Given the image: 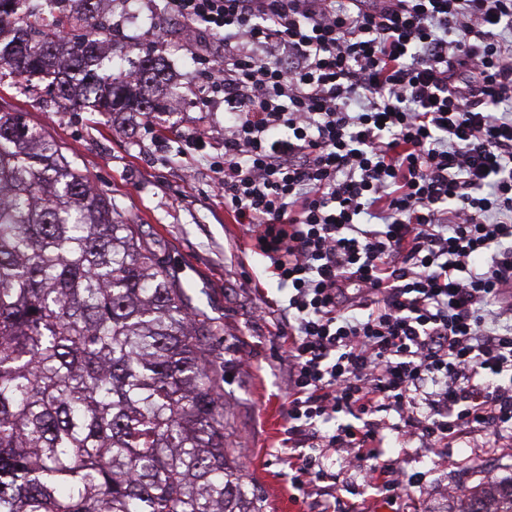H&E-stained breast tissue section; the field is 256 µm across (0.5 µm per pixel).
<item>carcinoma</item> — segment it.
<instances>
[{
  "label": "carcinoma",
  "instance_id": "obj_1",
  "mask_svg": "<svg viewBox=\"0 0 512 512\" xmlns=\"http://www.w3.org/2000/svg\"><path fill=\"white\" fill-rule=\"evenodd\" d=\"M0 0V64L48 82L57 110L151 114L165 61L139 84L100 73L106 0ZM213 330L112 198L19 112L0 113V512H264L224 452ZM460 512H512V477Z\"/></svg>",
  "mask_w": 512,
  "mask_h": 512
}]
</instances>
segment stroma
Masks as SVG:
<instances>
[{
  "mask_svg": "<svg viewBox=\"0 0 512 512\" xmlns=\"http://www.w3.org/2000/svg\"><path fill=\"white\" fill-rule=\"evenodd\" d=\"M163 0H114L117 42L102 68L129 71L138 56L153 52L168 63L170 82L205 83L202 64L182 24L164 12ZM44 86L20 78L0 80V112L23 113L73 156L94 187L140 225L196 304L214 335L208 363L224 395V446L241 481L254 488L266 512H455L467 494L512 476V441L464 433L438 448L422 436L397 433L393 411L378 413L385 435L381 463H397V489L366 485L364 464L349 450L330 449L322 465L330 479L297 496L294 472L283 446L287 425L288 366L277 302L286 300L268 259L240 246L242 230L230 223L215 197L209 157L224 144V102L182 99L164 123L144 115L107 120L95 112H59L47 106ZM208 131L202 153L182 154L180 134Z\"/></svg>",
  "mask_w": 512,
  "mask_h": 512,
  "instance_id": "stroma-1",
  "label": "stroma"
}]
</instances>
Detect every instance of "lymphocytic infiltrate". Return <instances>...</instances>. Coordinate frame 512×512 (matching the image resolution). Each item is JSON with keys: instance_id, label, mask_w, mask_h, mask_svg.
<instances>
[{"instance_id": "f902f5d3", "label": "lymphocytic infiltrate", "mask_w": 512, "mask_h": 512, "mask_svg": "<svg viewBox=\"0 0 512 512\" xmlns=\"http://www.w3.org/2000/svg\"><path fill=\"white\" fill-rule=\"evenodd\" d=\"M223 37L210 167L288 303L293 485L390 490L373 415L512 438V0H166Z\"/></svg>"}]
</instances>
